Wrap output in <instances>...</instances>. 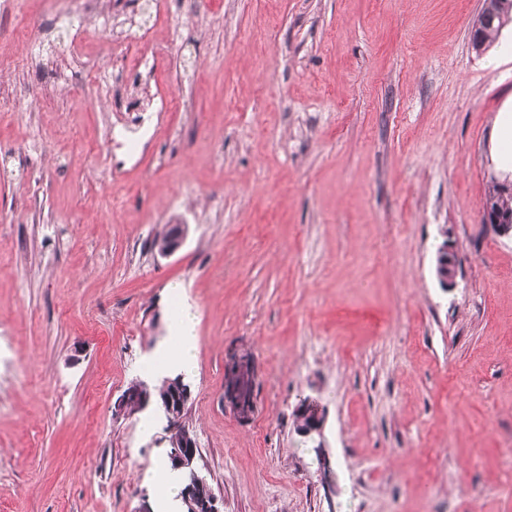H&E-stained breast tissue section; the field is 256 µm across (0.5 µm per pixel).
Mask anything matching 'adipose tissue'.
<instances>
[{
  "instance_id": "ef3b65f1",
  "label": "adipose tissue",
  "mask_w": 512,
  "mask_h": 512,
  "mask_svg": "<svg viewBox=\"0 0 512 512\" xmlns=\"http://www.w3.org/2000/svg\"><path fill=\"white\" fill-rule=\"evenodd\" d=\"M196 326L197 316L191 308L182 306L172 312L167 341L152 356L157 372L175 370L188 375L196 372L199 346Z\"/></svg>"
}]
</instances>
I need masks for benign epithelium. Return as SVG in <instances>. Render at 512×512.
<instances>
[{
	"mask_svg": "<svg viewBox=\"0 0 512 512\" xmlns=\"http://www.w3.org/2000/svg\"><path fill=\"white\" fill-rule=\"evenodd\" d=\"M481 215L484 223L490 225L498 234L512 237L511 214L494 209L491 204L485 202L482 204ZM437 261V277L441 285L445 288L454 286L457 272L454 269L452 253L448 251V246L444 245L439 248ZM224 375V404L231 409L240 422L250 421L256 410L254 386L259 375L255 356L246 350H237L226 354ZM144 390L145 386L140 385L135 390L123 392L113 405L112 414L114 418L131 416L130 404L132 403L148 404L149 399ZM298 415L299 420L306 422V428L309 431L313 432L320 429V417L314 406L306 405L298 409Z\"/></svg>",
	"mask_w": 512,
	"mask_h": 512,
	"instance_id": "7a95c632",
	"label": "benign epithelium"
}]
</instances>
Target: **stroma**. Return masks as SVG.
<instances>
[{"label": "stroma", "mask_w": 512, "mask_h": 512, "mask_svg": "<svg viewBox=\"0 0 512 512\" xmlns=\"http://www.w3.org/2000/svg\"><path fill=\"white\" fill-rule=\"evenodd\" d=\"M8 2L0 512H163L167 422L112 407L177 302L198 314L186 423L220 512H512V237L480 210L512 61L471 50L482 0H212L220 24L166 0L183 51L161 79L192 109L138 164L101 148L83 79L115 63L109 30L73 57L40 0ZM30 24L37 61L12 39ZM240 348L260 367L246 424L224 405ZM452 255L453 253L449 252L448 247L444 245L439 248L437 253L438 273L436 265V276L438 277L441 285L445 288L452 287L456 283L457 272L453 266ZM446 269L448 270V273H446Z\"/></svg>", "instance_id": "stroma-1"}]
</instances>
